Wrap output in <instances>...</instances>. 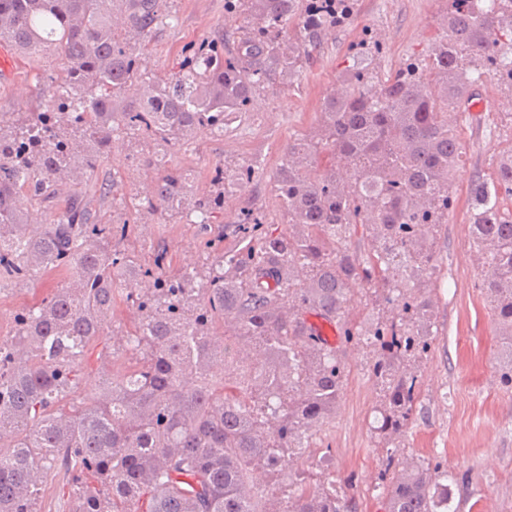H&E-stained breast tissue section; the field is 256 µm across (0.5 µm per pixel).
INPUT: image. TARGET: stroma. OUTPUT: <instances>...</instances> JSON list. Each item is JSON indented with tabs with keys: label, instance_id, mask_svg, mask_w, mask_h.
<instances>
[{
	"label": "stroma",
	"instance_id": "obj_1",
	"mask_svg": "<svg viewBox=\"0 0 512 512\" xmlns=\"http://www.w3.org/2000/svg\"><path fill=\"white\" fill-rule=\"evenodd\" d=\"M167 2L171 22L155 29L147 47L137 54L142 78L167 81L186 56L213 40L223 41L225 56L234 55L247 22L228 14L224 0ZM447 8V0H354L348 19L321 31L319 50L310 61L289 79L272 71L269 81L256 90L248 112L226 122L223 137L202 128L173 146L169 166L192 172L200 199L214 191L215 166L255 169L251 183L226 193L221 207L211 213L210 236L233 245L237 224L247 210L260 213L272 227L283 228L286 219L272 187L283 149L289 140L315 132L324 98L344 91L342 74L352 63L353 44L378 35L382 52L374 65L390 73L427 56ZM59 71L55 55L32 61L12 53L9 76L0 80V116L13 119L21 112L39 111L52 94ZM478 92L486 109L458 117L463 156L454 174V203L437 232L438 333L420 363L423 412L399 451L440 463L462 480L459 512H512V389L501 382L495 316L480 288L486 265L469 237L471 183L476 175L491 171L503 150L512 148V112L496 108L512 97V90L489 74ZM147 155L145 142L113 134L91 181L61 187L49 208L22 203L28 223L40 229L61 215L70 196L78 192L103 223L125 220L136 225L138 234L129 238V245L165 250L169 272L201 267L205 251L197 225L139 209V197L156 175L145 163ZM108 183L114 186L113 194H101L99 185ZM65 282V276L48 275L0 286V341L11 340L17 311L40 302ZM342 357L347 377L336 418L313 438L296 466L324 472L339 485L351 481L356 512H384L378 486L388 450L371 428L379 399L368 372L373 347L367 340H355L343 345Z\"/></svg>",
	"mask_w": 512,
	"mask_h": 512
}]
</instances>
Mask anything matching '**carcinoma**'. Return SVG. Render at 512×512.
Masks as SVG:
<instances>
[{"instance_id":"obj_1","label":"carcinoma","mask_w":512,"mask_h":512,"mask_svg":"<svg viewBox=\"0 0 512 512\" xmlns=\"http://www.w3.org/2000/svg\"><path fill=\"white\" fill-rule=\"evenodd\" d=\"M352 0H224L257 21L237 54L211 42L165 84L141 82L136 102L115 100L137 82L136 51L171 15L167 0H0V45L63 61L55 94L14 126L0 118V280L64 273L67 285L14 316L0 342V512H40L54 471L73 475L71 512H355L353 497L321 474L294 468L309 440L336 418L346 381L339 351L309 325H337L345 342L377 348L371 377L382 386L376 433L393 443L417 415L416 359L436 332L434 237L448 215L463 143L452 117L485 71L512 88V10L493 0H448L443 35L422 60L382 74L365 64L380 43L353 46L347 91L324 98L311 136L285 147L275 188L288 215L277 234L248 210L240 246L205 238L207 266L163 273L166 252L146 261L118 248L134 226L101 223L74 197L32 234L16 201L52 202L57 187L89 178L114 133L167 147L206 128L224 135L248 110L273 61L291 74L310 57L323 26L346 19ZM300 22L301 42L281 34ZM140 203L199 224L252 170L214 171L215 195L194 196L192 174L166 166ZM471 241L486 259L482 290L493 303L512 387V149L472 184ZM363 226L371 247L350 238ZM148 279L130 291V279ZM381 293L396 315L362 325L354 287ZM137 310L134 333L99 357L102 398L70 399L81 364L112 316L116 297ZM129 366L109 372L119 354ZM223 378L212 379L214 365ZM288 483L274 495L255 471ZM448 472L414 457H386L387 512H458Z\"/></svg>"}]
</instances>
